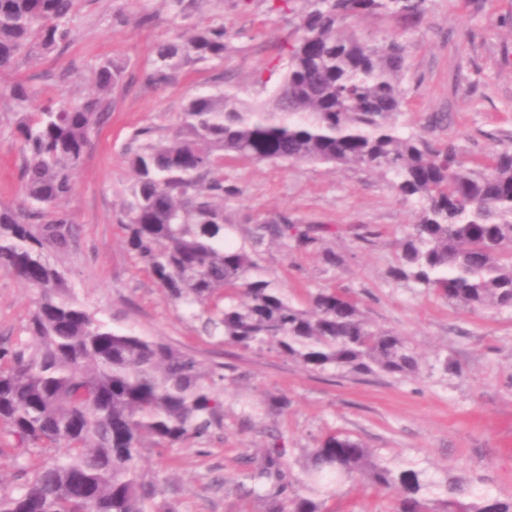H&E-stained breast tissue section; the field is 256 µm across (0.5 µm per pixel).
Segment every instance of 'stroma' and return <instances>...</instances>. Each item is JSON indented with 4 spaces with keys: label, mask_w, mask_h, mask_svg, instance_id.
<instances>
[{
    "label": "stroma",
    "mask_w": 512,
    "mask_h": 512,
    "mask_svg": "<svg viewBox=\"0 0 512 512\" xmlns=\"http://www.w3.org/2000/svg\"><path fill=\"white\" fill-rule=\"evenodd\" d=\"M224 28V58L183 60L163 85L148 81L158 45L177 34ZM73 41L63 52L0 71V85L27 82L41 97L79 101L90 91L92 67L103 57L125 69L112 90L109 119L90 145L60 204L78 229L70 251L51 262L89 313L113 329L150 336L224 374V427L203 442L157 453L141 466L160 489L156 504L177 512H262L237 486L241 473L273 440L284 442L293 468L331 431L343 432L384 457L412 460L433 476L450 471L485 478L491 494L512 496V310L470 311L411 283L388 277L415 208L391 180L364 167L307 163L226 166L224 180L239 197L226 200L232 236L243 241L254 220L282 212L300 224L325 226L326 248L343 257L329 266L318 252L261 250L260 263L295 303L321 288H344L375 325L404 336L419 359L411 378L382 372L317 373L263 349L243 350L197 335L186 310L158 287L131 253L117 222L133 173L124 148L134 131L171 135L192 97L231 91L263 101L288 67L285 48L295 16L272 11L270 0H200L181 14L168 0H81ZM364 39L395 38L407 47L402 134L453 144L469 158L512 146V0H427L421 21L385 15L357 19ZM16 107L0 99V205L22 196L20 145L10 134ZM446 114L431 124L430 116ZM377 229L363 242L361 226ZM35 293L0 272V344L26 341ZM458 363L462 375L443 369ZM334 512H390L388 496L352 482L326 502Z\"/></svg>",
    "instance_id": "stroma-1"
}]
</instances>
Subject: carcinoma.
I'll return each instance as SVG.
<instances>
[{
    "label": "carcinoma",
    "instance_id": "cac0c4a2",
    "mask_svg": "<svg viewBox=\"0 0 512 512\" xmlns=\"http://www.w3.org/2000/svg\"><path fill=\"white\" fill-rule=\"evenodd\" d=\"M279 0L297 15L288 69L268 101L234 94L191 98L182 131L154 140L133 133L126 154L135 179L118 220L125 244L159 288L183 305L198 332L220 343L267 347L312 372L377 371L407 378L419 362L407 341L377 329L347 291L325 288L294 305L265 277L260 248L315 250L326 228L300 227L281 213L254 224L248 241L226 238L227 160L366 167L392 177L419 214L390 275L478 311L512 308V148L481 161L456 146L398 132L406 67L403 44L367 43L348 21L384 13L419 18L426 0ZM78 0H0V70L73 40ZM224 58V27L158 46L150 74L167 83L185 58ZM124 69L110 58L92 68L96 94L81 103L18 80L0 88L18 108L12 135L23 151L24 200L0 206V271L38 291L25 332L31 343L0 347V457L17 470V489L0 492V512H156L157 482L139 466L145 440L160 452L224 426V375L202 371L172 346L112 329L67 296L65 276L47 259L66 251L77 227L60 202L73 190L90 134L109 114L108 95ZM62 448V456L50 455ZM270 445L242 473L239 489L263 512H329L323 495L361 477L394 501L391 512H512L481 482L428 477L419 463L376 455L340 432L309 453L304 476Z\"/></svg>",
    "mask_w": 512,
    "mask_h": 512
}]
</instances>
